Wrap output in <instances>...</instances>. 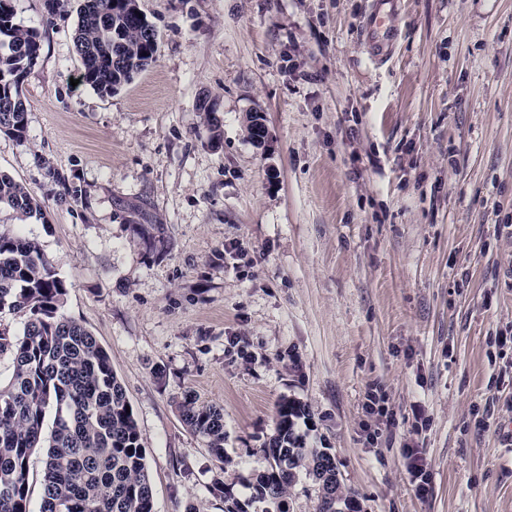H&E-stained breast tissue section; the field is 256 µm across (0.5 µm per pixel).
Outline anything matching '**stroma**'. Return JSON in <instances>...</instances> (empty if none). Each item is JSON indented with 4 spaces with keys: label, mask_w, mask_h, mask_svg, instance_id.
Here are the masks:
<instances>
[{
    "label": "stroma",
    "mask_w": 512,
    "mask_h": 512,
    "mask_svg": "<svg viewBox=\"0 0 512 512\" xmlns=\"http://www.w3.org/2000/svg\"><path fill=\"white\" fill-rule=\"evenodd\" d=\"M44 2L14 0L42 50L26 141L0 133L44 216L0 228L107 351L155 512H224L216 482L261 512L285 398L356 512H512V0H394L381 62L374 0H138L157 59L111 95L77 81L78 0ZM187 394L222 409L224 460Z\"/></svg>",
    "instance_id": "obj_1"
}]
</instances>
